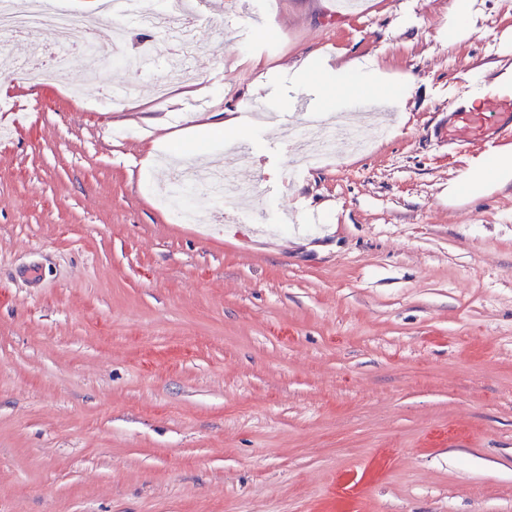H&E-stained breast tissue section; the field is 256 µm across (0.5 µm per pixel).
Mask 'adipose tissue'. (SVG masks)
Instances as JSON below:
<instances>
[{
    "mask_svg": "<svg viewBox=\"0 0 512 512\" xmlns=\"http://www.w3.org/2000/svg\"><path fill=\"white\" fill-rule=\"evenodd\" d=\"M311 73L327 89L326 104L332 110L339 108L338 97L342 94L354 99L372 98L389 105L403 103L411 94L410 86L389 84L380 61L373 57L351 61L336 70L323 63L309 61L293 69L290 79L302 85ZM511 180L512 156L507 154L496 156L491 162L479 163L462 177L472 195L481 194L490 185Z\"/></svg>",
    "mask_w": 512,
    "mask_h": 512,
    "instance_id": "obj_1",
    "label": "adipose tissue"
}]
</instances>
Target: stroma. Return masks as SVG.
I'll return each mask as SVG.
<instances>
[{
	"instance_id": "35a3bbf8",
	"label": "stroma",
	"mask_w": 512,
	"mask_h": 512,
	"mask_svg": "<svg viewBox=\"0 0 512 512\" xmlns=\"http://www.w3.org/2000/svg\"><path fill=\"white\" fill-rule=\"evenodd\" d=\"M329 2L241 0L219 46L199 21L200 64L161 105L163 52L70 94L29 89L46 57L8 43L26 71L0 112V512H512V183L455 197L483 145L435 135L512 79V0H471L453 43L451 0L335 21ZM58 8L110 40L88 0ZM315 56L377 58L412 93L364 154L291 178L256 113L322 102L278 74ZM203 95L245 134L202 128ZM198 145L257 186L255 221L205 197V223L175 221L172 153Z\"/></svg>"
}]
</instances>
